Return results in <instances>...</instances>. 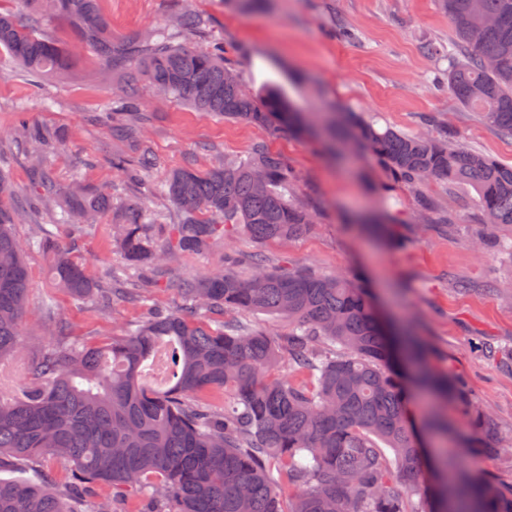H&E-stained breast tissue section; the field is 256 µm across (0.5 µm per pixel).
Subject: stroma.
<instances>
[{
    "instance_id": "35a3bbf8",
    "label": "stroma",
    "mask_w": 512,
    "mask_h": 512,
    "mask_svg": "<svg viewBox=\"0 0 512 512\" xmlns=\"http://www.w3.org/2000/svg\"><path fill=\"white\" fill-rule=\"evenodd\" d=\"M115 46L151 40L172 25L181 9L197 11L210 40L223 43L224 60L241 86L255 97L268 87L281 89L296 111L305 113L316 131L312 137L197 111L160 94H148L144 141L159 165L136 190L148 208L173 214L158 200L154 185L171 169L206 170L214 153L248 160L255 145L281 155L298 175L294 200L315 222L288 245H260L240 240L238 249L261 251L270 266H293L320 274H347L363 269L382 312L410 325L432 348V366L454 371L468 389L473 405L489 411L490 425L472 430L463 408L447 407L457 431L488 448L473 454L462 449L460 461L473 472L512 484V227L497 229L490 247L480 249L470 231L483 216L474 190L429 182L421 186L430 202L421 210L416 196L389 188L388 177L367 152L347 147L329 163L322 149L333 113L353 111L378 126L433 135L452 134L471 149L512 165V136L485 125L479 112L462 106L448 89V46L452 30L437 0H99ZM76 59L69 71L34 86L0 51V145L11 152L8 167L18 192L28 187L27 157L18 137L17 112L56 127L59 146L47 161L61 183L81 173L85 186L111 185L124 192L122 173L108 159L123 144L106 126L91 120L108 100L123 92L125 72H104L91 47L74 44ZM385 211L388 223L376 232L352 224V217ZM14 232L26 247L30 283L23 337L44 344L46 311L69 325L73 340H105L121 333L148 309L167 310L179 299L167 280L154 276L146 304H117L100 312L54 288L48 265L30 248L47 232L85 262L99 287L112 285V273L124 259L115 245L117 225L103 220L81 237L67 227L18 224ZM405 237L399 247L395 238ZM486 346L473 350L474 341ZM0 479L65 488L70 479L61 463L44 466L16 460L0 467Z\"/></svg>"
}]
</instances>
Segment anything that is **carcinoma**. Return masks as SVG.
Here are the masks:
<instances>
[{
	"label": "carcinoma",
	"instance_id": "obj_1",
	"mask_svg": "<svg viewBox=\"0 0 512 512\" xmlns=\"http://www.w3.org/2000/svg\"><path fill=\"white\" fill-rule=\"evenodd\" d=\"M20 12L0 13V49L37 81L61 76L73 61L64 43L42 29L48 13L66 19L111 70L137 58L127 90L104 108L112 134L131 152L114 153L112 169L131 184L158 165L143 147V88L163 92L211 115L245 120L305 135L309 124L274 89L258 100L224 65V47L192 44L202 37V17L185 8L169 33L145 43L112 46L98 0H17ZM454 39L448 53V89L480 112L489 127L512 134V0H439ZM344 128L387 170L391 184L414 189L425 181L473 188L485 222L476 245L503 224L512 226V165L459 144L452 137L408 135L355 112ZM27 144L29 190L18 204L10 173L0 164V370L21 364L23 389L0 386V464L48 456L70 468V485L56 493L46 485L0 481V512H79L76 495L94 485L112 496L134 492L152 512H512V485L468 475L448 452L450 426L443 407L427 414L424 429L438 452L424 458L413 424L406 420L411 386L444 400L469 404L464 382L453 372L435 375L427 351L408 330L381 315L356 275L305 269L271 270L250 256L243 278L233 243L291 242L306 233L312 216L292 202L296 172L262 145L250 159L170 171L156 196L171 202L170 223L130 201L114 206L112 188L60 185L44 152L59 143L55 128L18 114ZM84 234L107 217L121 227L118 241L127 263L154 272L172 270L175 257L197 255L224 240V271L173 284L181 304L151 310L126 333L102 342H69L67 324L47 315L52 342L37 354L21 338L29 286L14 225L30 215ZM32 246L50 258L55 285L74 300L141 303L145 295L112 273L114 287H98L87 267L53 237ZM262 313L288 320L280 338L238 319ZM170 359L166 388L142 381L144 362ZM288 363L305 376L293 383L279 369ZM224 395L221 406L206 398ZM429 476L433 508L425 511L396 484Z\"/></svg>",
	"mask_w": 512,
	"mask_h": 512
}]
</instances>
